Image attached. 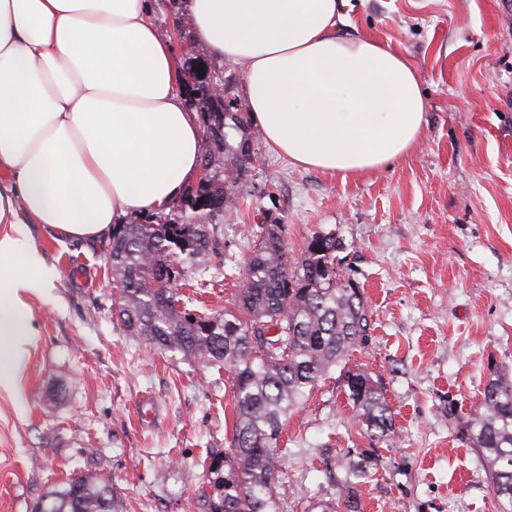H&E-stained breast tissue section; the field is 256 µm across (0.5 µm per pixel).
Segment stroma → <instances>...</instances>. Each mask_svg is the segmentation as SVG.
<instances>
[{"label": "stroma", "instance_id": "obj_1", "mask_svg": "<svg viewBox=\"0 0 512 512\" xmlns=\"http://www.w3.org/2000/svg\"><path fill=\"white\" fill-rule=\"evenodd\" d=\"M179 67L202 66L248 112L239 65L216 59L170 0H150ZM339 32L415 66L426 100L407 155L348 180L294 164L253 132L256 161L216 232L245 258L261 225L289 251L313 232L342 239V269L371 312L351 360L395 414L393 446L353 424L334 368L289 417L275 484L280 512L337 497V454L376 448L362 512H498L466 426L492 370L512 368V11L496 0H344ZM28 231L56 277L31 295L39 335L0 390V512H32L75 475L108 476L113 512H201L212 459L233 437V381L126 336L113 317L109 237Z\"/></svg>", "mask_w": 512, "mask_h": 512}]
</instances>
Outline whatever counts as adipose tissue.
I'll use <instances>...</instances> for the list:
<instances>
[{
	"label": "adipose tissue",
	"mask_w": 512,
	"mask_h": 512,
	"mask_svg": "<svg viewBox=\"0 0 512 512\" xmlns=\"http://www.w3.org/2000/svg\"><path fill=\"white\" fill-rule=\"evenodd\" d=\"M215 57L245 66L250 116L294 163L347 179L407 154L426 108L413 63L338 33L340 0H183ZM149 0H0V388L38 334L49 288L25 231L93 240L169 210L200 168L196 113Z\"/></svg>",
	"instance_id": "ef3b65f1"
}]
</instances>
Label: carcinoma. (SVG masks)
<instances>
[{
	"label": "carcinoma",
	"mask_w": 512,
	"mask_h": 512,
	"mask_svg": "<svg viewBox=\"0 0 512 512\" xmlns=\"http://www.w3.org/2000/svg\"><path fill=\"white\" fill-rule=\"evenodd\" d=\"M201 163L211 167L217 206L194 211L198 190L170 218L112 225L107 256L117 290L116 315L127 335L185 361L207 357L233 379L232 447L210 469V488L200 500L207 512H279L274 494L284 421L331 370L368 339L363 292L343 276L336 252L342 242L318 231L300 253H288L285 225H260L259 240L244 263V285L233 308L190 310L181 298L189 283L239 266L224 252L215 227L234 204L233 188L254 157L252 132L240 112H206ZM355 424L373 440L392 443L395 420L382 388L362 369L344 372ZM473 445L488 472L502 512H512V370H494L471 420ZM343 473L336 500L322 512H361L359 481L374 465L371 453L337 457ZM35 512H113L112 486L77 476L52 489Z\"/></svg>",
	"instance_id": "carcinoma-1"
}]
</instances>
